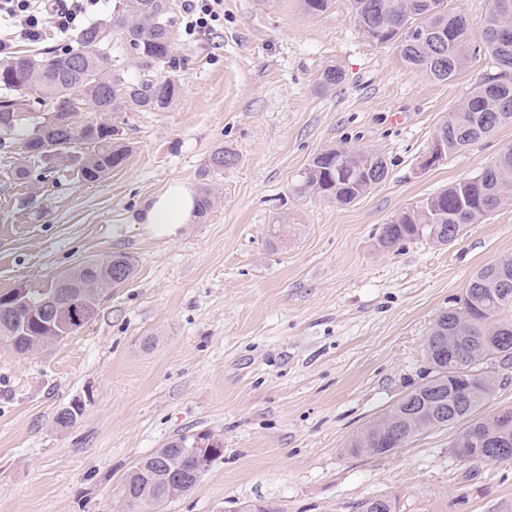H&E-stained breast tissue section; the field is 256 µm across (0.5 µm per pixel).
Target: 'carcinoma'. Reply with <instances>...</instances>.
<instances>
[{
  "instance_id": "carcinoma-1",
  "label": "carcinoma",
  "mask_w": 512,
  "mask_h": 512,
  "mask_svg": "<svg viewBox=\"0 0 512 512\" xmlns=\"http://www.w3.org/2000/svg\"><path fill=\"white\" fill-rule=\"evenodd\" d=\"M362 35L377 45L395 44L404 64L422 70L437 82H449L479 55L493 64L506 63L512 70V0H492L490 11L478 23L480 42L473 26L448 7V0H344ZM168 0H118L112 10V30L89 25L77 35V48L17 55L0 60V134L15 135L22 126L16 115L26 98L36 95L60 111L74 100L89 102L101 112H157L167 109L180 93L173 77L155 75L135 80L107 48L110 32L119 35L122 49L137 60L140 70L150 73L158 64H172ZM435 29L439 43L429 38L409 39L406 30ZM344 80L343 70L334 65L319 76L320 88L332 89ZM512 125V79L496 80L491 75L440 123L433 138H439L454 154ZM113 127L92 123L81 132L66 130L48 121L40 134L25 136L24 154L44 157L42 142L76 166L83 179L96 181L120 167L131 152L122 142L112 144ZM236 153L221 148L213 153L210 167L221 170L235 164ZM388 174L384 157L342 146L329 147L309 159L301 173L299 190L340 205H349L380 184ZM512 205V147L507 148L477 174L451 184L421 204L395 215L382 226L378 246L391 249L421 236L446 244L457 239L465 227L487 214ZM135 264L126 253L103 259L90 258L59 273L67 282L64 292L71 302L70 330L57 322L60 301L54 290H30L24 309L11 319L0 320V341L10 343L19 354L48 348L52 336H68L95 318L103 294L133 278ZM466 293V311L440 314L429 328L425 352L432 369L430 383L437 387L445 414L427 403L428 390L418 386L405 402L396 401L377 419L356 431L345 445L353 455H386L391 449L379 446L376 424L394 431L405 442L427 430L455 428L457 433L496 435L493 415L512 416V406L495 414L480 409L496 393L494 377L479 371L489 357L512 360V255L478 269ZM442 338L452 340L460 359L435 350ZM85 406L62 407L55 417L61 428L74 424ZM195 436H182L141 458L124 473L117 485L116 512H158L164 504L193 491L200 483L196 473L212 468ZM489 448L479 443L466 448L457 458L464 463L485 461Z\"/></svg>"
}]
</instances>
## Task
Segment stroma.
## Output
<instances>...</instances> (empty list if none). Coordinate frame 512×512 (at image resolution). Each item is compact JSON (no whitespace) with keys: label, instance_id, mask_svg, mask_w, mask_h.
Segmentation results:
<instances>
[{"label":"stroma","instance_id":"stroma-1","mask_svg":"<svg viewBox=\"0 0 512 512\" xmlns=\"http://www.w3.org/2000/svg\"><path fill=\"white\" fill-rule=\"evenodd\" d=\"M171 0L181 93L161 112H100L132 152L98 181L68 162L0 142V293L86 258L126 253L136 275L101 298L97 315L48 350L0 344V512H109L119 477L183 435L220 439L224 456L163 512H360L396 498L399 512H512V463L459 462L450 429L396 452L344 454L346 440L431 377L425 338L481 266L512 254V207L440 245L421 237L379 249L383 224L478 173L512 126L424 169L436 127L489 72L473 61L449 82L375 45L343 0L320 16L300 0H224V24L185 31ZM13 52L31 42L0 23ZM343 68L332 90L321 71ZM401 122H393L394 114ZM381 154L384 182L340 206L297 191L307 161L330 146ZM233 166L206 172L219 148ZM209 190L212 207L173 240L132 221L169 181ZM288 218V239L270 227ZM86 409L59 428L75 397Z\"/></svg>","mask_w":512,"mask_h":512}]
</instances>
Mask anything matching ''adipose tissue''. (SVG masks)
<instances>
[{
    "mask_svg": "<svg viewBox=\"0 0 512 512\" xmlns=\"http://www.w3.org/2000/svg\"><path fill=\"white\" fill-rule=\"evenodd\" d=\"M199 197L188 182L174 180L155 194L145 197L135 223L156 239H173L198 215Z\"/></svg>",
    "mask_w": 512,
    "mask_h": 512,
    "instance_id": "ef3b65f1",
    "label": "adipose tissue"
}]
</instances>
